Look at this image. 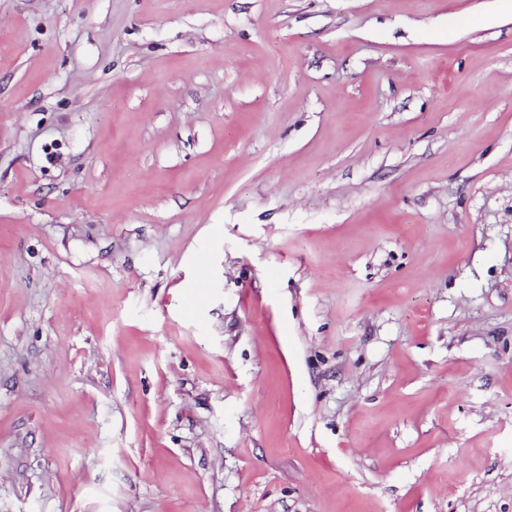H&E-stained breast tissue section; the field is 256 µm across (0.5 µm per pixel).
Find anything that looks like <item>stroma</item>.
<instances>
[{"label": "stroma", "mask_w": 512, "mask_h": 512, "mask_svg": "<svg viewBox=\"0 0 512 512\" xmlns=\"http://www.w3.org/2000/svg\"><path fill=\"white\" fill-rule=\"evenodd\" d=\"M0 512H512V11L0 0Z\"/></svg>", "instance_id": "obj_1"}]
</instances>
